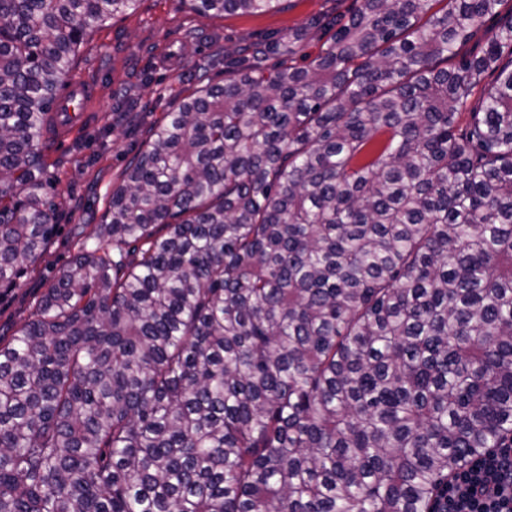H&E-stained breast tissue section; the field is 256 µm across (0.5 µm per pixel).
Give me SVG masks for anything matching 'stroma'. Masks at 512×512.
Masks as SVG:
<instances>
[{
    "mask_svg": "<svg viewBox=\"0 0 512 512\" xmlns=\"http://www.w3.org/2000/svg\"><path fill=\"white\" fill-rule=\"evenodd\" d=\"M361 0H280L260 14L204 19L185 0H141L133 13L98 26L79 49L73 78L99 88L96 110L78 121L64 143L45 155L57 210L51 244L14 286H0V338L29 319L47 288L58 281L78 249L82 232L102 223L113 185L141 147L147 129L197 86L198 76L223 83L230 66L207 67L209 58L271 39L288 40L310 20L322 23L295 57L307 65Z\"/></svg>",
    "mask_w": 512,
    "mask_h": 512,
    "instance_id": "35a3bbf8",
    "label": "stroma"
}]
</instances>
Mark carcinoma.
I'll use <instances>...</instances> for the list:
<instances>
[{"instance_id":"1","label":"carcinoma","mask_w":512,"mask_h":512,"mask_svg":"<svg viewBox=\"0 0 512 512\" xmlns=\"http://www.w3.org/2000/svg\"><path fill=\"white\" fill-rule=\"evenodd\" d=\"M139 2L0 0V285L52 236L76 54ZM296 53L152 123L0 340V512H431L512 439V0H363ZM500 24L499 17L486 16L476 23L478 29L473 39L465 46L464 51L470 55L480 54L482 48L485 46L486 35L497 29Z\"/></svg>"}]
</instances>
